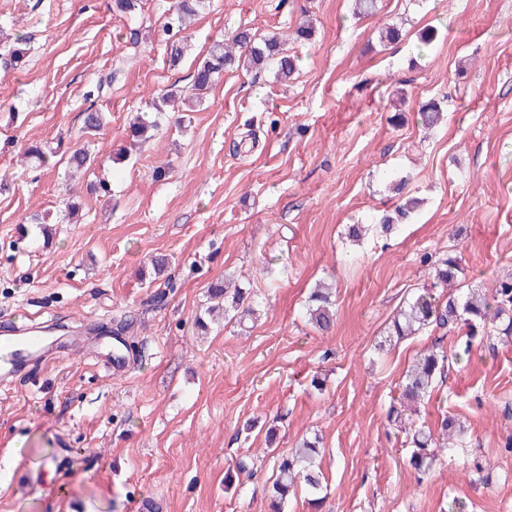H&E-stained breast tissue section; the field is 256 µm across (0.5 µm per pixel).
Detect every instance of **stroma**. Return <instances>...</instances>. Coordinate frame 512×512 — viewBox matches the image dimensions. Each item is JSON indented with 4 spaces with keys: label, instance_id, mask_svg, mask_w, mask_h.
Wrapping results in <instances>:
<instances>
[{
    "label": "stroma",
    "instance_id": "stroma-1",
    "mask_svg": "<svg viewBox=\"0 0 512 512\" xmlns=\"http://www.w3.org/2000/svg\"><path fill=\"white\" fill-rule=\"evenodd\" d=\"M171 3L138 0L126 18L107 0H0V30L31 41L23 69L0 68V325L127 318L136 345L118 374L63 350L0 385V512H267L275 456L314 437L322 488L298 486L284 512H448L455 499L512 512V333L494 329L450 363L421 405L416 423L447 412L467 429L423 476L388 411L417 353L453 352L465 331L387 336L431 285V261L460 256L466 289L512 274V0H380L365 18L353 0H206L175 69L157 32ZM306 18L316 34L293 46V83L270 66L227 72L181 124L161 116L120 157L130 117L188 89L213 40L289 34ZM389 25L403 37L385 46ZM110 71L111 90L87 103ZM429 99L444 119L425 131ZM90 105L106 118L92 139ZM32 142L56 148L48 165H23ZM83 144L97 163L68 181ZM103 178L111 196L87 193ZM401 178L421 201L410 223L348 238L394 208ZM35 212L44 232L26 222ZM229 275L258 319L198 329L210 283ZM170 280L175 293L155 302ZM320 282L336 290L324 333L305 318Z\"/></svg>",
    "mask_w": 512,
    "mask_h": 512
}]
</instances>
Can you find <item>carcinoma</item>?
<instances>
[{"label": "carcinoma", "mask_w": 512, "mask_h": 512, "mask_svg": "<svg viewBox=\"0 0 512 512\" xmlns=\"http://www.w3.org/2000/svg\"><path fill=\"white\" fill-rule=\"evenodd\" d=\"M205 0H173L168 15L161 24V32L166 36L168 62L176 68L184 57V40L179 34L187 27V23L204 7ZM314 29L308 23L300 24L292 37H284L273 33L265 37L247 29L237 31L226 40L215 41L205 56L195 65L191 75V90L200 95L214 86L226 70L244 69L259 70L268 65L274 66L276 77L288 80L297 72V58L290 53L288 41L309 42L313 39ZM28 42L24 37H17L9 43L5 53L0 55V64L6 68L19 69L27 59ZM182 92L170 89L153 100L152 108L158 114L175 110ZM443 112L441 104L429 99L419 106L421 125L429 128L437 124ZM105 117L102 113L90 108L83 112V133L95 136L104 127ZM158 128L157 121H150L143 115H137L129 122L128 130L135 138H144L150 131ZM25 157L30 166L38 168L46 165L54 151L38 143H31L24 148ZM95 162L87 146L76 148L70 152L69 168L87 170ZM419 202L409 198L396 206L394 214L384 215L379 221L380 231L390 232L394 225L410 218L417 209ZM462 273L461 258L448 254L432 267L435 284L446 286L458 279ZM213 297H224V316L245 322L254 313L253 300L246 288L237 285H211ZM335 300L331 292L325 288L314 289L308 300L306 314L308 321L321 331L330 330L335 323ZM508 319L505 331L512 330V278L495 283L493 288L483 294L474 291L462 298L453 293L447 300L434 297L424 291L409 302L394 318L389 336L404 339L413 336L432 325L440 328L455 327L462 324L466 328L467 339L463 353L470 354L473 341L494 327L497 321ZM449 365L448 354L443 350L431 348L421 352L415 359L412 368L406 375L400 400L408 404L423 399L435 388V382L442 376ZM437 430L421 426L409 433L411 448L409 464L418 473L429 471L434 459L436 448H461L465 444V428L451 414H443L436 420ZM319 440H304L299 448L290 455L278 459V475L269 495V512H282L288 496L302 483L317 490L321 486L323 473L316 463L319 456Z\"/></svg>", "instance_id": "obj_1"}]
</instances>
